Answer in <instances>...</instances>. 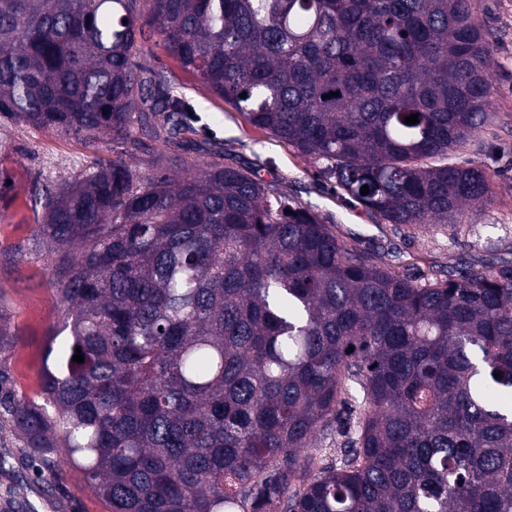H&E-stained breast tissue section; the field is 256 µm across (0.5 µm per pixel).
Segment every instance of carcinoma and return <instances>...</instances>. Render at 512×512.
Returning a JSON list of instances; mask_svg holds the SVG:
<instances>
[{"mask_svg": "<svg viewBox=\"0 0 512 512\" xmlns=\"http://www.w3.org/2000/svg\"><path fill=\"white\" fill-rule=\"evenodd\" d=\"M146 26L379 220L489 198L451 161L494 119L472 0H0V123L117 144L34 198L71 345L40 403L0 368V408L37 475L63 455L111 512H512V269L393 274L220 163ZM144 137L213 159L141 179Z\"/></svg>", "mask_w": 512, "mask_h": 512, "instance_id": "carcinoma-1", "label": "carcinoma"}]
</instances>
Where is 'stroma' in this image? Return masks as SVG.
Listing matches in <instances>:
<instances>
[{
  "instance_id": "1",
  "label": "stroma",
  "mask_w": 512,
  "mask_h": 512,
  "mask_svg": "<svg viewBox=\"0 0 512 512\" xmlns=\"http://www.w3.org/2000/svg\"><path fill=\"white\" fill-rule=\"evenodd\" d=\"M491 33L489 71L492 108L498 119L482 129L465 153L490 177V198L477 213H465L448 227L413 230L387 224L349 195L333 191L321 165L286 142L251 127L231 105L183 72L161 46L160 35L145 30L140 43L145 63L171 72L178 93L194 109L203 136L224 145V164L251 170L265 183L319 213L346 243L375 254L379 264L420 281L445 279L472 267L493 271L512 267V0H474ZM94 151L74 137L13 122L0 123V305L9 317L14 343L8 367L21 397L42 394V373L70 343L63 313L49 283L48 249L34 241L41 214L33 189L51 180L80 177ZM0 512H110L84 474L62 464L61 477L46 484L25 466L23 442L10 427L0 428Z\"/></svg>"
}]
</instances>
